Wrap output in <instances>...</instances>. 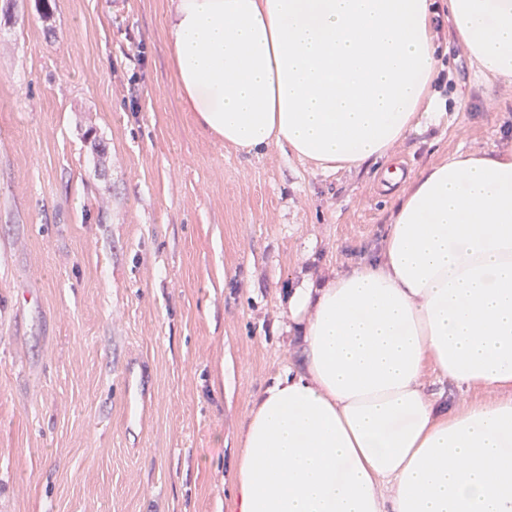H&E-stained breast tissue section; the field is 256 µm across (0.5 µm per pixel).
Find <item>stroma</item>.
<instances>
[{
  "label": "stroma",
  "instance_id": "obj_1",
  "mask_svg": "<svg viewBox=\"0 0 512 512\" xmlns=\"http://www.w3.org/2000/svg\"><path fill=\"white\" fill-rule=\"evenodd\" d=\"M52 8L0 0V512H237L252 400L306 367L287 290L375 257L421 170L511 152L512 82L442 21L439 122L390 165L325 173L196 130L173 0ZM426 385L447 406L506 395Z\"/></svg>",
  "mask_w": 512,
  "mask_h": 512
}]
</instances>
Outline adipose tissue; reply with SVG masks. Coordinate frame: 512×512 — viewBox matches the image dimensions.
I'll use <instances>...</instances> for the list:
<instances>
[{
    "label": "adipose tissue",
    "mask_w": 512,
    "mask_h": 512,
    "mask_svg": "<svg viewBox=\"0 0 512 512\" xmlns=\"http://www.w3.org/2000/svg\"><path fill=\"white\" fill-rule=\"evenodd\" d=\"M433 0H176L166 31L202 132L325 172L389 163L437 119ZM480 74L512 81V0H447ZM305 372L257 394L240 512H512V398L451 408L433 370L512 388V153L460 154L395 201L381 251L291 288Z\"/></svg>",
    "instance_id": "ef3b65f1"
}]
</instances>
